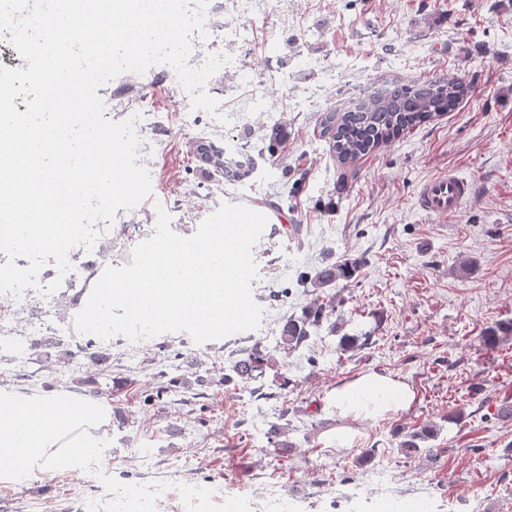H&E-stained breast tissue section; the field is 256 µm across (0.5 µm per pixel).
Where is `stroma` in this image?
I'll list each match as a JSON object with an SVG mask.
<instances>
[{
  "instance_id": "obj_1",
  "label": "stroma",
  "mask_w": 512,
  "mask_h": 512,
  "mask_svg": "<svg viewBox=\"0 0 512 512\" xmlns=\"http://www.w3.org/2000/svg\"><path fill=\"white\" fill-rule=\"evenodd\" d=\"M206 10V34L193 36L188 63L198 69L210 56L226 57L204 86L215 112L193 108L165 65L97 90L107 118H135L139 162L155 176L171 229L193 235L225 202L279 215L252 250V295L263 318L244 334L270 351L282 318L318 294L297 285L299 271L347 257L362 265L328 290L335 326H322L308 348L278 360L255 385L217 384L199 398L175 391L145 415L134 387L160 372L182 376L188 357L218 379L239 357L232 337L200 345L183 332L106 340L113 376L131 385L103 397L126 412L125 423L107 427L105 461L0 485V512H75L79 500L90 512H110L132 485L161 501V512H178L183 486L193 483L233 512H253L251 501L270 488L283 503L313 499L338 512L334 492L363 474L356 459L369 449L378 460L398 456L403 481L441 498L512 512V419L497 415L512 404V340L492 351L481 343L486 326L512 318V0H266L250 14L236 0H208ZM448 75L471 82L463 103L361 159L349 191L338 193L339 165L318 122L353 106L348 78L381 85ZM280 122L288 141L266 153V129ZM197 137L251 158L250 178L219 185L195 171L189 143ZM297 168L307 172L302 193L279 200L287 171ZM448 170L470 179L472 192L456 215H427L418 188ZM157 211L144 201L118 209L90 258L102 268L129 264L153 235ZM66 278L74 286L65 295L21 309L0 294V322L75 335L71 303L91 283L82 269ZM345 333L370 334L371 342L342 351ZM29 364V353L0 352V383L84 393L85 354L16 380ZM371 372L402 379L414 401L387 419L354 423L352 443L339 444L336 430L347 423L329 406L332 391ZM429 422L438 428L429 451L399 457L400 431ZM275 424L287 447L270 440Z\"/></svg>"
}]
</instances>
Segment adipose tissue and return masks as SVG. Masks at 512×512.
Segmentation results:
<instances>
[{
    "label": "adipose tissue",
    "instance_id": "1",
    "mask_svg": "<svg viewBox=\"0 0 512 512\" xmlns=\"http://www.w3.org/2000/svg\"><path fill=\"white\" fill-rule=\"evenodd\" d=\"M409 386L389 375L366 374L337 386V415L377 421L407 409ZM109 408L98 400L0 387V482L11 484L58 468L99 462Z\"/></svg>",
    "mask_w": 512,
    "mask_h": 512
}]
</instances>
